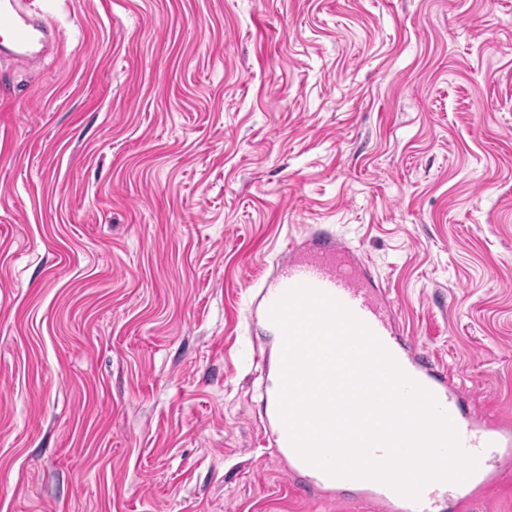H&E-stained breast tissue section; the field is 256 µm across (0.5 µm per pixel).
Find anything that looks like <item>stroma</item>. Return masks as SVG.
<instances>
[{
    "mask_svg": "<svg viewBox=\"0 0 512 512\" xmlns=\"http://www.w3.org/2000/svg\"><path fill=\"white\" fill-rule=\"evenodd\" d=\"M42 8L0 56V512H350L259 444L255 297L315 225L512 419V0Z\"/></svg>",
    "mask_w": 512,
    "mask_h": 512,
    "instance_id": "obj_1",
    "label": "stroma"
}]
</instances>
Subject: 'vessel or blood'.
Masks as SVG:
<instances>
[{"label":"vessel or blood","mask_w":512,"mask_h":512,"mask_svg":"<svg viewBox=\"0 0 512 512\" xmlns=\"http://www.w3.org/2000/svg\"><path fill=\"white\" fill-rule=\"evenodd\" d=\"M48 29L41 9L0 11V43L28 54L39 34ZM277 277L258 293L262 319L292 288L306 285L342 304L361 321L390 353L401 370L430 392L451 419L462 450L476 457L475 471L464 481L435 480L410 499L386 483L369 478L332 476L304 460L293 447L278 410L279 381L268 384V415L274 424L272 445L288 457V469L301 494L312 489L353 490V499L376 506L379 512H458L461 505L482 495L512 467V424L498 413L477 410L454 379L425 351L400 341L397 314L376 284L371 267L357 249L322 228L309 230L306 240H288L277 260Z\"/></svg>","instance_id":"b4317fda"}]
</instances>
